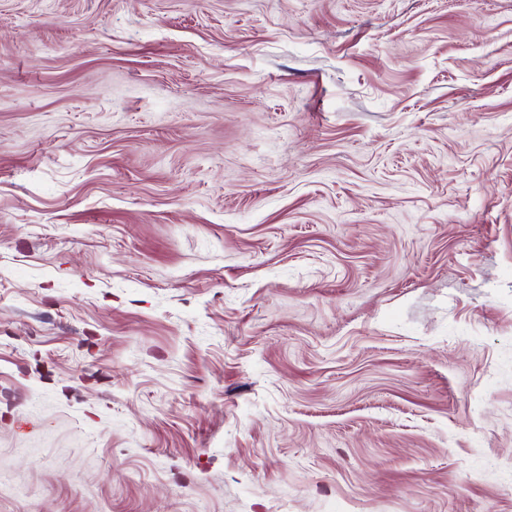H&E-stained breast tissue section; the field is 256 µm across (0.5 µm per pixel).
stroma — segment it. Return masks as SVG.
Here are the masks:
<instances>
[{
    "label": "stroma",
    "mask_w": 512,
    "mask_h": 512,
    "mask_svg": "<svg viewBox=\"0 0 512 512\" xmlns=\"http://www.w3.org/2000/svg\"><path fill=\"white\" fill-rule=\"evenodd\" d=\"M0 512H512V0H0Z\"/></svg>",
    "instance_id": "1"
}]
</instances>
